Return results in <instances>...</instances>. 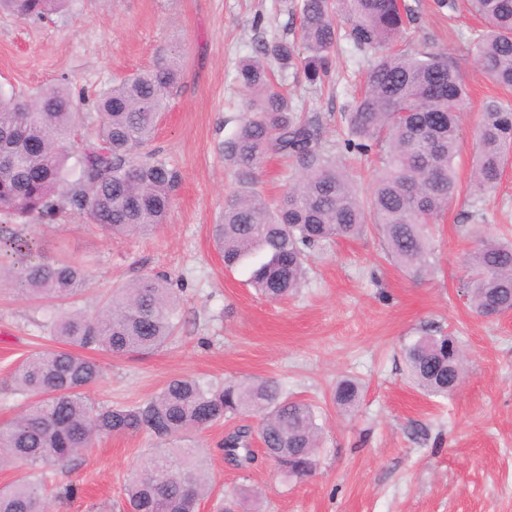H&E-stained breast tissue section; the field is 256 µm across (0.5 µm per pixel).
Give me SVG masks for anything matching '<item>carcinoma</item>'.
I'll list each match as a JSON object with an SVG mask.
<instances>
[{
  "label": "carcinoma",
  "instance_id": "carcinoma-1",
  "mask_svg": "<svg viewBox=\"0 0 512 512\" xmlns=\"http://www.w3.org/2000/svg\"><path fill=\"white\" fill-rule=\"evenodd\" d=\"M72 0H0V8L39 21ZM484 29L469 50L495 83L512 88V0H468ZM297 37L262 41L240 61L238 82L245 115L221 151L237 181L224 202L214 237L224 266L254 262L252 282L272 300L298 292L312 252L337 239H355L368 223L381 233L391 260L417 277L434 272L431 224L458 192L454 160L467 88L457 61L441 51L392 49L418 16L404 0H298ZM340 41L375 60L363 93L344 113L348 154H380L369 202L357 192L341 155L322 146L319 117L297 110L277 87L268 62L302 72L312 86L332 73ZM182 72L161 64L112 84L97 95L96 116L75 111L60 83L32 99L0 92V216L27 223L75 213L111 237L146 234L165 223L181 175L162 150L151 147L168 97ZM97 120L96 137L78 141L84 123ZM42 142L36 150L33 143ZM291 160L294 181L275 206L255 189L267 156ZM512 166V106L496 98L483 107L473 156L472 185L496 188ZM24 257L3 270L36 299L70 300L82 294L83 266L43 257L36 243L0 224V244ZM468 295L479 314L512 311V241L482 237L466 256ZM179 329L178 301L167 280L141 275L115 289L89 316L69 310L53 320L58 346L27 356L14 373V391L29 399L0 426V464L23 461L30 472L0 488V512H48V470L64 464L102 434L147 432L165 444L178 434L242 415L261 418L259 436L285 477L302 479L316 468L319 427L314 408L283 394L279 382L235 379L214 388L191 377L170 379L135 407L101 406L87 390L100 378L88 353L149 354L167 346ZM408 378L431 396L447 397L464 378L458 342L426 334L403 347ZM353 378L336 384L333 401L347 409L359 401ZM252 432L241 426L224 438L225 459L253 461ZM210 481L194 448H158L127 479L133 512H196ZM251 497L240 487L224 504L236 512Z\"/></svg>",
  "mask_w": 512,
  "mask_h": 512
}]
</instances>
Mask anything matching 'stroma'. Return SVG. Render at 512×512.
I'll return each instance as SVG.
<instances>
[{
	"mask_svg": "<svg viewBox=\"0 0 512 512\" xmlns=\"http://www.w3.org/2000/svg\"><path fill=\"white\" fill-rule=\"evenodd\" d=\"M419 15L404 45L445 51L470 87L455 166L458 194L431 230L438 270L419 280L382 249L375 228L317 251L299 292L271 301L245 268L226 269L213 241L236 183L220 146L242 115L239 61L259 41L295 36L292 0H75L52 20L0 9V89L30 98L68 79L81 112L94 92L166 61L183 72L157 126L155 146L179 169L168 221L148 235L114 239L77 215L20 224L44 251L87 272L77 304L94 314L101 298L143 274L167 275L180 298L175 341L149 355L96 353L101 377L88 392L101 405L134 406L171 378L276 379L289 397L311 403L322 429L313 476L288 479L254 442L245 469L224 460L229 422L173 438L197 448L212 481L199 512H222L224 496L245 486L249 512H512V313L484 318L468 304L464 256L474 236L512 239V167L498 188L470 186L475 130L487 96L512 102L466 52L464 32L478 22L465 9L439 12L433 0H406ZM369 58L336 47L332 76L316 89L302 73L278 78L303 112L320 119L322 142L341 149L342 115L363 85ZM60 301L33 299L0 283V425L20 410L12 375L30 353L52 347ZM440 331L466 351L465 378L434 397L406 376L402 347ZM358 378L357 406L336 407L338 380ZM154 439L140 432L98 438L53 474L49 512H126L124 484Z\"/></svg>",
	"mask_w": 512,
	"mask_h": 512,
	"instance_id": "obj_1",
	"label": "stroma"
}]
</instances>
